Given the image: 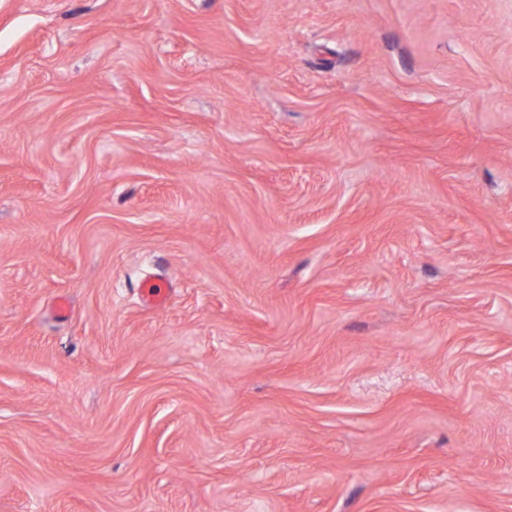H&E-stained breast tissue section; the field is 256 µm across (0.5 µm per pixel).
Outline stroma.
<instances>
[{
  "label": "stroma",
  "instance_id": "stroma-1",
  "mask_svg": "<svg viewBox=\"0 0 512 512\" xmlns=\"http://www.w3.org/2000/svg\"><path fill=\"white\" fill-rule=\"evenodd\" d=\"M0 512H512V0H0Z\"/></svg>",
  "mask_w": 512,
  "mask_h": 512
}]
</instances>
